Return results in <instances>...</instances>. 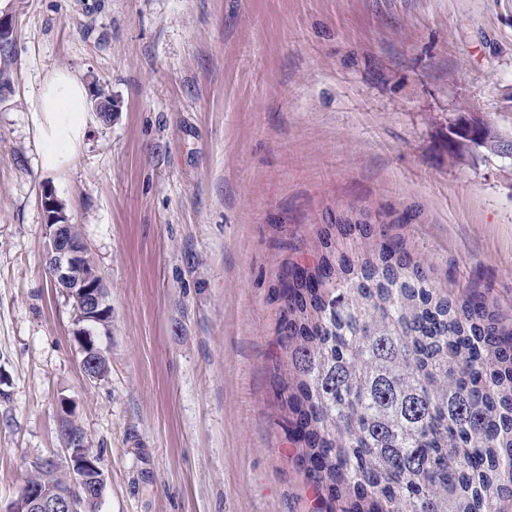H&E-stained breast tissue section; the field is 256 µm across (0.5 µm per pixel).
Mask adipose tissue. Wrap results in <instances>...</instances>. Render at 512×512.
Returning <instances> with one entry per match:
<instances>
[{
  "label": "adipose tissue",
  "instance_id": "obj_1",
  "mask_svg": "<svg viewBox=\"0 0 512 512\" xmlns=\"http://www.w3.org/2000/svg\"><path fill=\"white\" fill-rule=\"evenodd\" d=\"M86 101L84 84L71 73L58 71L41 83L34 107L45 120L44 167H58L80 142L87 126Z\"/></svg>",
  "mask_w": 512,
  "mask_h": 512
}]
</instances>
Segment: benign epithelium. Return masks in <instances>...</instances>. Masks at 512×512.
I'll use <instances>...</instances> for the list:
<instances>
[{"instance_id":"7a95c632","label":"benign epithelium","mask_w":512,"mask_h":512,"mask_svg":"<svg viewBox=\"0 0 512 512\" xmlns=\"http://www.w3.org/2000/svg\"><path fill=\"white\" fill-rule=\"evenodd\" d=\"M481 126L482 120L472 116L457 122V127H463L469 133L464 139L448 140V147L458 151L471 145L472 132ZM42 209L48 238L47 269L54 287L74 300V335L81 343L80 364L88 379L97 380L102 377L98 366L102 353L92 342L87 325L111 314L103 279L97 276L85 280L76 276L75 270L84 264L88 248L83 238L71 232L72 222L54 189L43 188ZM66 450L68 467L61 483L52 489L34 483L24 484L10 512H80L82 500H101L105 483L102 462L83 438L68 439Z\"/></svg>"}]
</instances>
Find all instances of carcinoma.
Masks as SVG:
<instances>
[{
	"label": "carcinoma",
	"mask_w": 512,
	"mask_h": 512,
	"mask_svg": "<svg viewBox=\"0 0 512 512\" xmlns=\"http://www.w3.org/2000/svg\"><path fill=\"white\" fill-rule=\"evenodd\" d=\"M478 147H499L483 124ZM280 324L297 461L319 512H512V325L360 219L318 231Z\"/></svg>",
	"instance_id": "obj_1"
}]
</instances>
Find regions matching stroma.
<instances>
[{
  "mask_svg": "<svg viewBox=\"0 0 512 512\" xmlns=\"http://www.w3.org/2000/svg\"><path fill=\"white\" fill-rule=\"evenodd\" d=\"M0 512L30 459L101 452L99 512H313L282 407L279 322L319 227L357 211L438 285L512 323V158L448 162L461 102L512 137V0H0ZM112 96L48 170L51 73ZM51 187L112 317L82 371L45 265Z\"/></svg>",
  "mask_w": 512,
  "mask_h": 512,
  "instance_id": "stroma-1",
  "label": "stroma"
}]
</instances>
